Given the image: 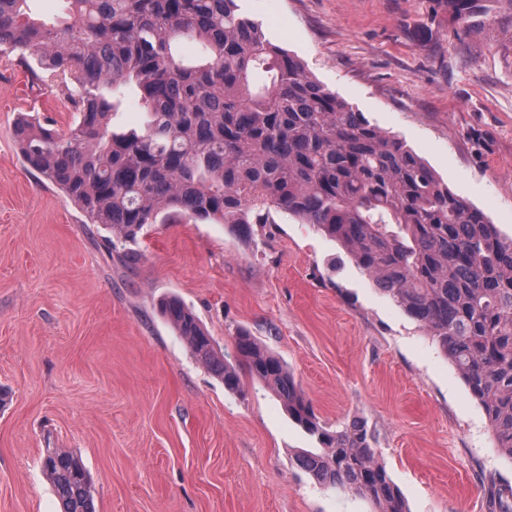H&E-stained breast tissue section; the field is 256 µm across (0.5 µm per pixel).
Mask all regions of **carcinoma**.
Returning <instances> with one entry per match:
<instances>
[{"mask_svg": "<svg viewBox=\"0 0 512 512\" xmlns=\"http://www.w3.org/2000/svg\"><path fill=\"white\" fill-rule=\"evenodd\" d=\"M65 2V20L47 24L30 16L28 0H0V53L12 54L33 86L46 74L61 79L74 112L66 133L18 119L26 163L86 223L129 242L148 224L182 219L250 235L272 210L315 225L425 327L512 460V238L405 141L310 77L237 0ZM447 2L472 25L477 0ZM185 40L196 53H182ZM128 87L147 120L116 131ZM160 311L226 390L243 392V371L272 388L322 447L296 456L319 484L359 494L376 512H408L364 421L326 427L282 361L247 332L235 336V368L179 298ZM41 466L61 512H96L77 454L45 448Z\"/></svg>", "mask_w": 512, "mask_h": 512, "instance_id": "cac0c4a2", "label": "carcinoma"}]
</instances>
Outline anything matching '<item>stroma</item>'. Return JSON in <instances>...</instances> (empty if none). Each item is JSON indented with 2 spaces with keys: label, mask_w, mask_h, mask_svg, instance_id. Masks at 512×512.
<instances>
[{
  "label": "stroma",
  "mask_w": 512,
  "mask_h": 512,
  "mask_svg": "<svg viewBox=\"0 0 512 512\" xmlns=\"http://www.w3.org/2000/svg\"><path fill=\"white\" fill-rule=\"evenodd\" d=\"M466 31L438 0H239L307 72L403 138L455 193L512 236V7L481 0ZM65 88H30L0 55V512H58L46 448L80 456L96 512H374L297 462L319 452L262 381L244 395L160 312L177 296L238 365L247 331L315 414L359 418L409 512H492L512 460L458 371L350 254L283 215L241 237L223 224H150L128 242L29 169L20 115L61 132Z\"/></svg>",
  "instance_id": "stroma-1"
}]
</instances>
